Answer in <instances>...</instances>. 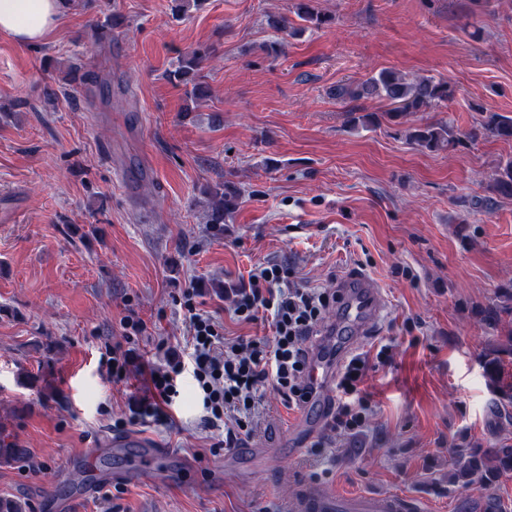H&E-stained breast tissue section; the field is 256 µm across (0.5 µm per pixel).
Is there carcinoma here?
I'll list each match as a JSON object with an SVG mask.
<instances>
[{"mask_svg":"<svg viewBox=\"0 0 512 512\" xmlns=\"http://www.w3.org/2000/svg\"><path fill=\"white\" fill-rule=\"evenodd\" d=\"M295 14L302 27L319 29L329 22V17L314 6V0H296ZM208 51L195 49L182 56L174 69L166 73L169 81L191 86L188 96H196L203 91L200 82V69ZM454 95L452 86L443 79L433 76L409 78L404 74L382 70L356 84H340L335 88L338 99L358 101L363 98H380L389 103L392 109L383 118L390 122L405 119L417 112H424L448 102ZM494 138L512 141V117L498 112H487L479 127L461 134L450 123L417 125L408 133L409 141L422 150L445 151L461 141ZM489 189L492 196L478 200V204L488 207L496 199H512V160L497 165ZM240 188L230 179L218 185L208 203L206 223L222 224L224 217L232 215L239 206ZM480 321L495 331L503 333V338L494 349L495 357L489 365L495 368L498 384L503 383L500 372L502 356L512 357V285L496 288L487 304L476 307ZM7 424L0 423V465L11 466L27 459L28 450L14 438L4 435ZM512 473V446L501 448H474L463 454V462L448 472V483L463 482L467 487L477 483L488 490L500 479Z\"/></svg>","mask_w":512,"mask_h":512,"instance_id":"cac0c4a2","label":"carcinoma"}]
</instances>
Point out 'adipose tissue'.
I'll return each mask as SVG.
<instances>
[{
  "instance_id": "ef3b65f1",
  "label": "adipose tissue",
  "mask_w": 512,
  "mask_h": 512,
  "mask_svg": "<svg viewBox=\"0 0 512 512\" xmlns=\"http://www.w3.org/2000/svg\"><path fill=\"white\" fill-rule=\"evenodd\" d=\"M67 11L68 0H0V33L32 46L57 31Z\"/></svg>"
}]
</instances>
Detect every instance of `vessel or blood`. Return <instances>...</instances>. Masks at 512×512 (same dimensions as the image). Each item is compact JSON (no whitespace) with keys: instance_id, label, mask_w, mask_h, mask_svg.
<instances>
[{"instance_id":"obj_1","label":"vessel or blood","mask_w":512,"mask_h":512,"mask_svg":"<svg viewBox=\"0 0 512 512\" xmlns=\"http://www.w3.org/2000/svg\"><path fill=\"white\" fill-rule=\"evenodd\" d=\"M339 294L341 318L333 328L330 340L314 348L309 363L310 383L314 388L311 399L319 404L327 401L323 387L334 368L338 352L347 342V332L369 329L381 314L379 291L364 274L353 272L345 275L339 285ZM138 447L142 448V455L130 460L137 469L152 467L163 455L161 448L143 445L134 435L109 439L104 449ZM101 450L87 449L84 456L87 460H94ZM419 509L417 501L408 496L371 494L341 499L316 485L304 487L290 503V512H419Z\"/></svg>"}]
</instances>
